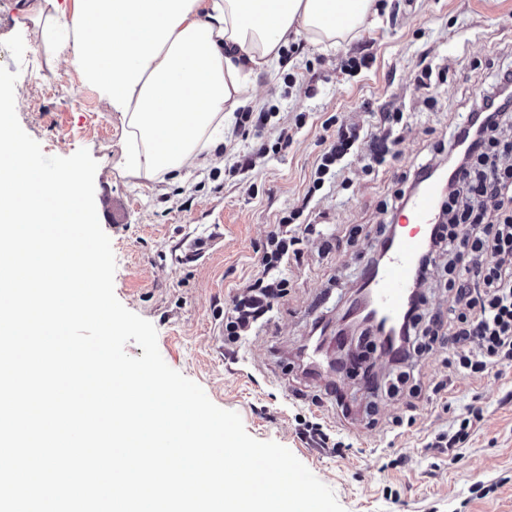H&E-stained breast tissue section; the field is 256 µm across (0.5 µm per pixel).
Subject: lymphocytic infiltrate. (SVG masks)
Instances as JSON below:
<instances>
[{"instance_id":"1","label":"lymphocytic infiltrate","mask_w":512,"mask_h":512,"mask_svg":"<svg viewBox=\"0 0 512 512\" xmlns=\"http://www.w3.org/2000/svg\"><path fill=\"white\" fill-rule=\"evenodd\" d=\"M274 109L243 108L236 123L243 135L260 138L256 151L238 155L229 176L247 174L257 157L271 145L262 136ZM400 110L380 113L375 124L347 127L329 117L324 129L332 133L330 144L318 156L311 173L305 201L324 187L335 184L348 165V157L361 140L374 147L365 165L374 171L388 161L395 132L402 124ZM512 120V67L497 71L481 96L469 122L457 128L448 143V192L440 210V222L426 238L416 269L418 283H425L435 264H442L451 297L447 313L426 314L423 295H416L394 342L397 360L436 348L448 351L454 371L480 378L492 371L512 369V167L497 163L503 142L501 128ZM315 224L304 219L302 210L280 216L262 248L258 273L232 298L224 314V343L236 346L266 319L275 301L288 288L282 267L300 261L301 245L314 235ZM482 412L467 407L452 426L428 441V450L456 461L469 440Z\"/></svg>"}]
</instances>
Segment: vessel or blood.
<instances>
[{"mask_svg":"<svg viewBox=\"0 0 512 512\" xmlns=\"http://www.w3.org/2000/svg\"><path fill=\"white\" fill-rule=\"evenodd\" d=\"M441 192L440 179L422 182L408 199L404 230L393 237L384 260L363 273L371 310L385 321L399 322L414 295L416 263L426 232L437 222Z\"/></svg>","mask_w":512,"mask_h":512,"instance_id":"obj_1","label":"vessel or blood"}]
</instances>
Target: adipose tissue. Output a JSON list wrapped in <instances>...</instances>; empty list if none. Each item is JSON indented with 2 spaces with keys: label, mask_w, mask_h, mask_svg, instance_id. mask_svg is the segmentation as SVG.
<instances>
[{
  "label": "adipose tissue",
  "mask_w": 512,
  "mask_h": 512,
  "mask_svg": "<svg viewBox=\"0 0 512 512\" xmlns=\"http://www.w3.org/2000/svg\"><path fill=\"white\" fill-rule=\"evenodd\" d=\"M373 0H25L46 53L74 66L124 125L122 171L151 182L210 163L254 102L255 72L303 35L333 48Z\"/></svg>",
  "instance_id": "1"
}]
</instances>
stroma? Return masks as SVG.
Listing matches in <instances>:
<instances>
[{"instance_id": "obj_1", "label": "stroma", "mask_w": 512, "mask_h": 512, "mask_svg": "<svg viewBox=\"0 0 512 512\" xmlns=\"http://www.w3.org/2000/svg\"><path fill=\"white\" fill-rule=\"evenodd\" d=\"M377 12L336 48L304 42L292 61L311 72L313 85L285 87L282 69L255 76L262 108L276 107V127L292 131L278 155L260 157L246 180L226 176V165L256 138L233 131L220 151L224 162L193 168L174 178L142 185L121 170L123 124L103 98L84 85L69 63L52 60L36 28L24 19L19 0H0V66L18 72L15 106L24 131L49 156L88 149L98 163L95 203L116 258L114 291L130 311L157 330L164 361L199 384L218 407L237 412L246 431L277 442L331 487L345 512H512V371L475 379L452 376L450 410L426 396L372 392L362 376H327L306 365L303 349L316 327L335 335L341 316L372 255L377 233L389 223L398 178L421 165H436L461 113L474 105L489 81L481 63L512 66V0H376ZM373 56L370 68L341 74L352 55ZM447 66L448 79L427 92L415 76L421 58ZM401 109L408 118L398 131L393 157L375 173L364 170L370 140L349 158L348 189L324 194L316 221L342 243L323 252L320 239L305 240L300 262L288 265L287 294L274 305L271 322L230 350L216 334L237 289L257 271L258 249L284 213L303 204L306 184L322 151V124L337 116L368 125L373 113ZM306 113L303 129L294 118ZM356 225L364 234L343 237ZM210 238L214 244L192 261L182 243ZM334 380L339 397L326 395ZM482 408L461 458L425 454L424 439L446 429L466 405ZM414 417L394 447L384 441L393 417ZM314 416L350 448L344 455L321 447L302 432ZM402 457L400 466L388 462Z\"/></svg>"}]
</instances>
